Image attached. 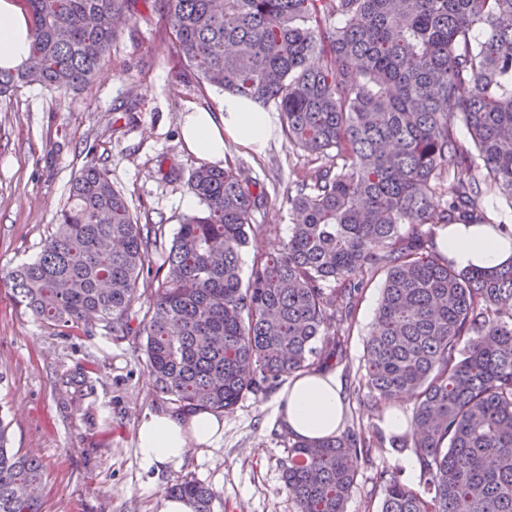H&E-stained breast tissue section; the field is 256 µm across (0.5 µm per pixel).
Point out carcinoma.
Listing matches in <instances>:
<instances>
[{
  "label": "carcinoma",
  "mask_w": 512,
  "mask_h": 512,
  "mask_svg": "<svg viewBox=\"0 0 512 512\" xmlns=\"http://www.w3.org/2000/svg\"><path fill=\"white\" fill-rule=\"evenodd\" d=\"M29 54L0 67V95L88 86L116 20L135 0H26ZM180 58L209 85L260 109L312 161L288 194L291 236L241 277L265 197L230 164L187 180L163 280L139 321L155 391L186 411L228 412L296 373L343 356L332 328L384 276L366 341L368 407L417 393L411 447L426 491L388 469L378 512H512V258L459 270L424 224H488L487 196L512 207V0H163ZM464 128L466 137L459 136ZM440 203H435V199ZM106 173L87 165L40 255L9 273L15 302L60 327L131 331L152 252ZM466 345H461L463 338ZM85 399L78 367L60 378ZM0 418V512H41L42 463L8 448ZM370 442L356 433L289 444L283 478L298 512H346ZM213 512L215 491L169 488Z\"/></svg>",
  "instance_id": "cac0c4a2"
}]
</instances>
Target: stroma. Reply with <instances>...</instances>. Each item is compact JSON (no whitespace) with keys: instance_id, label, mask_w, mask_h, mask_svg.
<instances>
[{"instance_id":"obj_1","label":"stroma","mask_w":512,"mask_h":512,"mask_svg":"<svg viewBox=\"0 0 512 512\" xmlns=\"http://www.w3.org/2000/svg\"><path fill=\"white\" fill-rule=\"evenodd\" d=\"M223 101L179 58L159 9L119 24L87 88L31 85L0 96V413L10 448L44 466L43 512H159L166 488L182 476L212 486L214 512H298L283 479L289 434L275 411L278 390L246 396L225 414L216 448L146 468L137 453L141 416L178 406L155 392L141 339L115 340L99 324L89 334L44 324L15 303L7 279L39 255L72 179L91 163L106 171L139 223L157 225L172 241L183 216L199 207L186 181L202 164L182 142L180 119L193 109L219 113ZM224 154L268 195L253 215L260 229L241 254L247 274L256 255L287 242L288 190L312 164L278 130L258 149L226 139ZM382 285L375 277L352 319L338 324L346 356L330 367L341 387L342 427L362 431L372 445L346 512H377L371 490L385 467L424 487L414 453L395 448L385 432L384 412L363 405L366 338ZM79 366L95 380V400L72 401L60 385L61 375Z\"/></svg>"}]
</instances>
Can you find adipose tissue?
<instances>
[{
  "instance_id": "1",
  "label": "adipose tissue",
  "mask_w": 512,
  "mask_h": 512,
  "mask_svg": "<svg viewBox=\"0 0 512 512\" xmlns=\"http://www.w3.org/2000/svg\"><path fill=\"white\" fill-rule=\"evenodd\" d=\"M26 19L12 0H0V67H13L27 58ZM269 113L225 98L220 116L208 112L185 115L181 136L198 157H224V138L262 147L273 134ZM439 247L460 269L490 268L512 258V237L496 224H452L443 231ZM281 419L293 438L322 440L335 435L343 416L336 379L331 373L293 376L278 396ZM224 433V421L207 410L182 415L147 413L137 427L138 451L147 466L161 467L182 458L188 450L214 447Z\"/></svg>"
}]
</instances>
